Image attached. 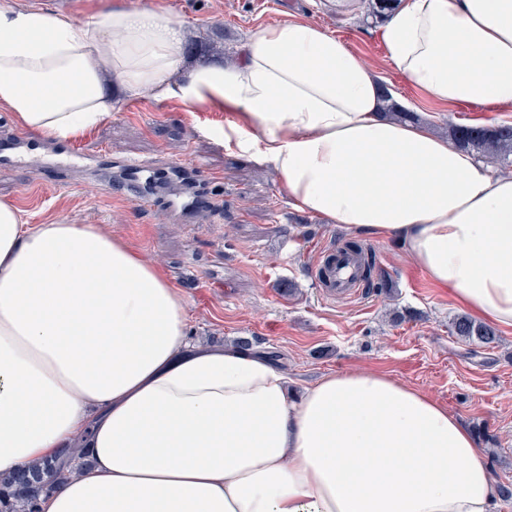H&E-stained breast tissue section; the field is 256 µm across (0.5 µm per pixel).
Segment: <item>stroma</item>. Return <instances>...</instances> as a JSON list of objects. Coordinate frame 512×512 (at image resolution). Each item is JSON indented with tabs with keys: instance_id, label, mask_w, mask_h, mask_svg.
Segmentation results:
<instances>
[{
	"instance_id": "1",
	"label": "stroma",
	"mask_w": 512,
	"mask_h": 512,
	"mask_svg": "<svg viewBox=\"0 0 512 512\" xmlns=\"http://www.w3.org/2000/svg\"><path fill=\"white\" fill-rule=\"evenodd\" d=\"M128 2L170 13L191 31L196 58L224 64L258 26L301 17L385 69L392 89L435 134L452 123H512V112L430 100L389 70L379 25L334 0ZM224 118L175 100L118 98L111 120L76 140L86 155L78 165L0 161V199L18 204L31 224L96 225L157 265L185 299L191 344L248 341L273 352L275 367L298 389L361 369L431 395L468 427L487 431L494 480L512 485V328H499L493 348L458 340L450 321L461 306L388 243L374 248L392 293L324 299L310 268L322 247L344 242L347 233L293 209L271 168L227 153L210 133ZM131 159L169 173L157 193L180 194L177 209L135 200L124 180Z\"/></svg>"
}]
</instances>
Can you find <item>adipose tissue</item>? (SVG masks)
I'll use <instances>...</instances> for the list:
<instances>
[{
	"mask_svg": "<svg viewBox=\"0 0 512 512\" xmlns=\"http://www.w3.org/2000/svg\"><path fill=\"white\" fill-rule=\"evenodd\" d=\"M381 38L442 104L512 112V0H402ZM169 13L0 7V108L73 140L117 95L229 111L213 130L273 166L297 208L397 245L473 315L512 327V173L383 115L384 78L335 33L260 27L231 66H185ZM81 446L36 512H493L485 451L434 397L382 374L291 392L265 357L188 344L185 302L93 224L0 200V473Z\"/></svg>",
	"mask_w": 512,
	"mask_h": 512,
	"instance_id": "obj_1",
	"label": "adipose tissue"
}]
</instances>
